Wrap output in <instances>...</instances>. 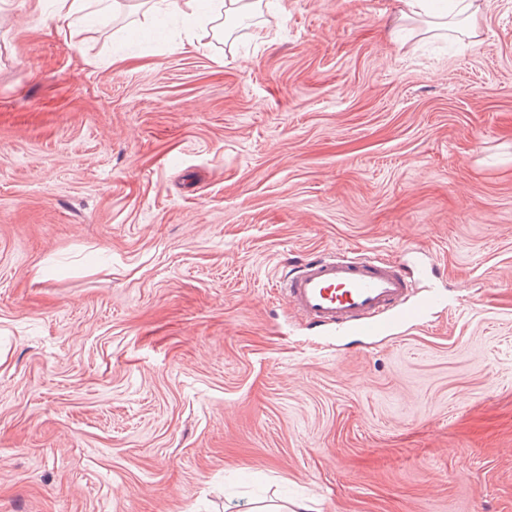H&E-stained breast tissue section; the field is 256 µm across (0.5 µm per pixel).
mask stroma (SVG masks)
Returning <instances> with one entry per match:
<instances>
[{"mask_svg":"<svg viewBox=\"0 0 512 512\" xmlns=\"http://www.w3.org/2000/svg\"><path fill=\"white\" fill-rule=\"evenodd\" d=\"M282 0L186 38L0 0V512H512V0ZM338 248L446 299L320 331ZM433 0H398V21L426 20L438 29L452 30L464 25L471 34L477 24L478 7L473 0H450V8H435ZM463 16V17H462ZM462 17V18H460Z\"/></svg>","mask_w":512,"mask_h":512,"instance_id":"stroma-1","label":"stroma"}]
</instances>
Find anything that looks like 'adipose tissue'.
Returning <instances> with one entry per match:
<instances>
[{
	"mask_svg": "<svg viewBox=\"0 0 512 512\" xmlns=\"http://www.w3.org/2000/svg\"><path fill=\"white\" fill-rule=\"evenodd\" d=\"M399 20H423L439 29L451 30L465 26L474 31L477 9L474 0H451L450 7H435L432 0H399ZM263 0H154L155 14L182 17L188 29L202 25L219 28L238 27L243 21L261 13ZM113 11L112 0H55L53 20L67 27L81 26L88 17H108Z\"/></svg>",
	"mask_w": 512,
	"mask_h": 512,
	"instance_id": "adipose-tissue-1",
	"label": "adipose tissue"
}]
</instances>
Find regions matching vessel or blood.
I'll return each instance as SVG.
<instances>
[{"mask_svg": "<svg viewBox=\"0 0 512 512\" xmlns=\"http://www.w3.org/2000/svg\"><path fill=\"white\" fill-rule=\"evenodd\" d=\"M275 286L313 327L345 329L361 336L419 325L429 309L443 302L438 293L410 300L413 286L401 268L344 249L292 265Z\"/></svg>", "mask_w": 512, "mask_h": 512, "instance_id": "b4317fda", "label": "vessel or blood"}]
</instances>
